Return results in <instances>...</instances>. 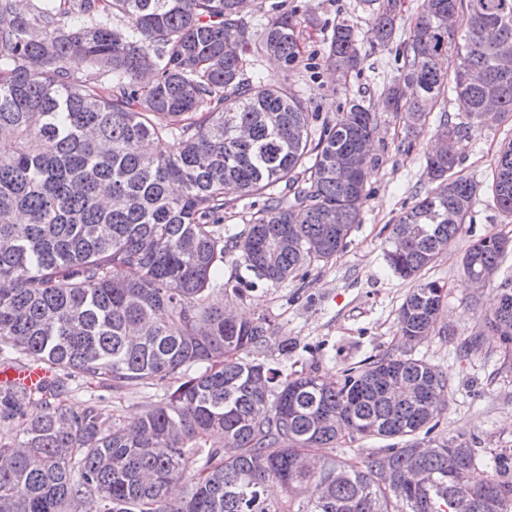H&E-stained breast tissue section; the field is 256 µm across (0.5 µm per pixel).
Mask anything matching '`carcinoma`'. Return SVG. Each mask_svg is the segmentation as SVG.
<instances>
[{"label": "carcinoma", "instance_id": "carcinoma-1", "mask_svg": "<svg viewBox=\"0 0 512 512\" xmlns=\"http://www.w3.org/2000/svg\"><path fill=\"white\" fill-rule=\"evenodd\" d=\"M396 7L374 17L384 47ZM268 12L256 29L241 0H33L26 12L0 0V366L52 370L34 388L0 385V512H512V451L479 481L473 448L443 439L420 451L447 405V374L405 350L335 380L288 374L266 363L270 321L238 322L213 299L217 286L241 299L258 280L333 259L360 223L376 163L363 150L377 130L363 100L318 126L297 91L260 75L264 57L286 72L302 63L306 18L278 2ZM358 54L341 25L321 66L345 82ZM504 56L512 0H425L400 77L382 90L386 111L416 124L451 82L469 119L488 98L512 114ZM458 164L456 150L428 156L437 187L392 225L402 241L387 265L416 282L397 318L405 346L436 329L447 291L422 272L479 190ZM228 183L264 204L226 241ZM488 189L512 217V141ZM503 241L473 243L464 274L494 277L512 249ZM231 248L255 280L217 282ZM485 323L512 370L511 277ZM77 379L164 394L121 425L94 403L62 404ZM367 437L403 445L336 454ZM457 483L477 493L456 499Z\"/></svg>", "mask_w": 512, "mask_h": 512}]
</instances>
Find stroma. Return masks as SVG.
Returning <instances> with one entry per match:
<instances>
[{"label":"stroma","mask_w":512,"mask_h":512,"mask_svg":"<svg viewBox=\"0 0 512 512\" xmlns=\"http://www.w3.org/2000/svg\"><path fill=\"white\" fill-rule=\"evenodd\" d=\"M386 2L286 0L289 9L311 17L298 30L302 58L321 57L336 25L353 26L361 61L347 84L338 85L323 71L313 73L300 67L286 72L267 61L259 67L265 78L290 79L322 118L334 119L350 100L360 97L378 118V133L371 146L377 164L367 182L369 197L346 248L329 262L312 264L306 277L275 286L258 284L233 304L242 317H267L277 343L289 341V354H282L276 343L268 348L266 361L290 372L313 366L320 375L334 378L370 357L398 351L397 317L413 284L396 277L383 254L401 213L432 188L425 171L426 155L435 146L440 122H467L449 91L428 112L424 126L414 130L408 129L401 117L384 111L380 93L400 72L398 49L408 39L423 0H401L395 37L383 47L373 29V15ZM511 140L512 117L491 114L471 127L459 144L461 173L482 189L457 238L425 273L427 279L439 281L448 291L439 322L451 333L429 336L411 351L412 358L426 361L448 376L451 395L436 437L463 435L485 462L500 449H512V371L503 367L500 340L484 323L501 278L512 276V254L498 278L479 291L464 276L460 258L473 242L485 236L498 234L512 239V217L499 211L486 188L501 146ZM468 338L477 339L479 349L466 355L460 345ZM161 396L158 388L133 385L112 391L77 381L66 404L80 408L93 402L104 417L127 423L140 415L146 403Z\"/></svg>","instance_id":"stroma-1"}]
</instances>
